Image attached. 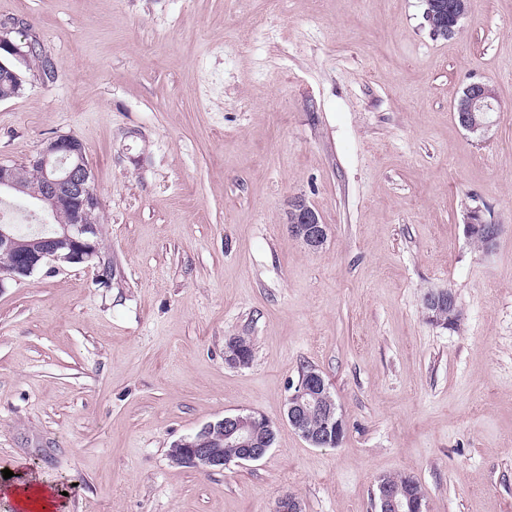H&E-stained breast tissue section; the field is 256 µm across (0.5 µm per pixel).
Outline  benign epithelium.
<instances>
[{
    "label": "benign epithelium",
    "mask_w": 512,
    "mask_h": 512,
    "mask_svg": "<svg viewBox=\"0 0 512 512\" xmlns=\"http://www.w3.org/2000/svg\"><path fill=\"white\" fill-rule=\"evenodd\" d=\"M12 30L0 27V76L22 85V77L6 58L23 60L32 51V42L17 43L11 37ZM495 93L485 82L468 84L455 107L459 125L476 138H484L493 125ZM34 169L40 173L41 184L29 190L39 208L47 213L55 212L62 203L69 205L70 222L60 224L55 236L47 239L51 246L38 252H21L0 265V288L6 279L19 280L37 269L52 264L56 267L83 264L98 256L100 233L97 212L100 201L92 187V175L85 161L83 144L72 136L50 139L38 154L26 165L0 162V192H10L17 186L18 175ZM288 230L295 240L311 251L323 247L328 237V225L321 222L317 211L305 199L296 197L288 209ZM466 236L481 241L482 251L494 249L503 233V225L485 220L480 208L472 209L465 224ZM427 320L435 325L448 327L449 320L462 316L456 295L450 288L428 291L423 299ZM316 413L320 426L309 424L308 416ZM288 424L309 445L317 448L334 446L344 435L345 424L337 411L330 385L323 374L310 367L300 373L293 392L288 397ZM223 433L226 445L238 449L231 456L224 455L222 448H210L214 432ZM274 436L273 425L266 417L253 413L226 415L223 419L203 426L195 434L172 443L168 451L170 461L181 467L208 471L224 468L232 463L245 464L261 460L270 449ZM377 512H424L423 499L415 494L401 492L384 478L378 479ZM273 512H304L302 502L292 492L280 493Z\"/></svg>",
    "instance_id": "obj_1"
}]
</instances>
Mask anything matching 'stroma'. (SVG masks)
Wrapping results in <instances>:
<instances>
[{"label":"stroma","mask_w":512,"mask_h":512,"mask_svg":"<svg viewBox=\"0 0 512 512\" xmlns=\"http://www.w3.org/2000/svg\"><path fill=\"white\" fill-rule=\"evenodd\" d=\"M424 0H0L38 41L0 100V161L85 148L98 260L0 291V472L67 487L68 512H373L379 477L427 512H512V0H471L434 36ZM267 29H254L256 15ZM496 95L485 139L457 123ZM329 226L292 239L288 202ZM482 207L506 230L467 239ZM112 275L102 278V264ZM449 288L464 320L427 321ZM254 345L224 362L229 337ZM345 423L333 448L287 423L302 368ZM275 425L264 459L199 472L171 443L225 415ZM494 89L485 82L469 83L455 107V117L459 125L476 138L483 139L493 125L495 112ZM502 224H491L485 220L479 207L473 208L467 217L465 233L468 239L477 238L481 241V249L485 253L491 252L503 233Z\"/></svg>","instance_id":"stroma-1"}]
</instances>
